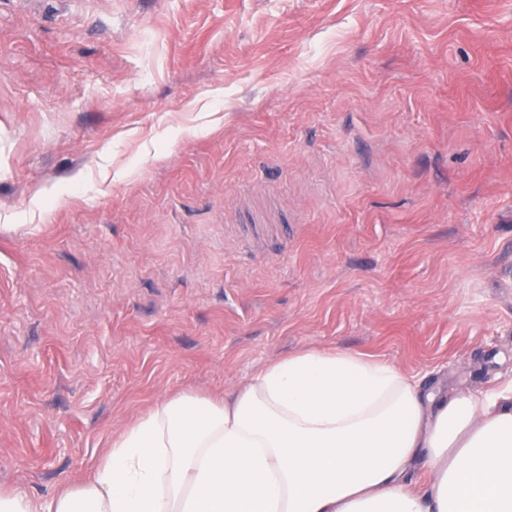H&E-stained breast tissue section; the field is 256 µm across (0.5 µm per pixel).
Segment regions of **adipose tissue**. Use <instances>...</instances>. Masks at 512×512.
Masks as SVG:
<instances>
[{"label":"adipose tissue","mask_w":512,"mask_h":512,"mask_svg":"<svg viewBox=\"0 0 512 512\" xmlns=\"http://www.w3.org/2000/svg\"><path fill=\"white\" fill-rule=\"evenodd\" d=\"M0 512H512V383L444 395L382 360L300 350L223 398L157 404L91 478L0 491Z\"/></svg>","instance_id":"1"}]
</instances>
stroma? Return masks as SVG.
Segmentation results:
<instances>
[{"instance_id": "1", "label": "stroma", "mask_w": 512, "mask_h": 512, "mask_svg": "<svg viewBox=\"0 0 512 512\" xmlns=\"http://www.w3.org/2000/svg\"><path fill=\"white\" fill-rule=\"evenodd\" d=\"M306 348L512 381V0H0V488Z\"/></svg>"}]
</instances>
